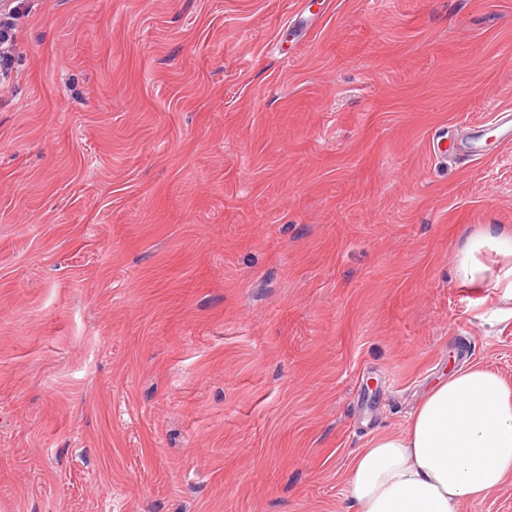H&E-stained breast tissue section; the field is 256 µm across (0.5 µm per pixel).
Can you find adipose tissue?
<instances>
[{"label": "adipose tissue", "instance_id": "obj_1", "mask_svg": "<svg viewBox=\"0 0 512 512\" xmlns=\"http://www.w3.org/2000/svg\"><path fill=\"white\" fill-rule=\"evenodd\" d=\"M456 278L512 299V233L486 225L458 253ZM512 479V388L479 365L449 372L405 427L376 435L352 458L354 512H461Z\"/></svg>", "mask_w": 512, "mask_h": 512}]
</instances>
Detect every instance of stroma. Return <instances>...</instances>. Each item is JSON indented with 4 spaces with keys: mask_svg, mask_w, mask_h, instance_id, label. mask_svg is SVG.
<instances>
[{
    "mask_svg": "<svg viewBox=\"0 0 512 512\" xmlns=\"http://www.w3.org/2000/svg\"><path fill=\"white\" fill-rule=\"evenodd\" d=\"M0 84V512H351L449 361L512 386V0H31ZM494 112H498L499 116L497 120L491 122L494 125L493 128H490L492 132H495L494 140L502 146L510 147L512 145V118H510L512 114L504 116V113L512 112V107L510 105L508 107H498ZM456 278L469 288H495L512 299V233L486 224L458 253Z\"/></svg>",
    "mask_w": 512,
    "mask_h": 512,
    "instance_id": "35a3bbf8",
    "label": "stroma"
}]
</instances>
